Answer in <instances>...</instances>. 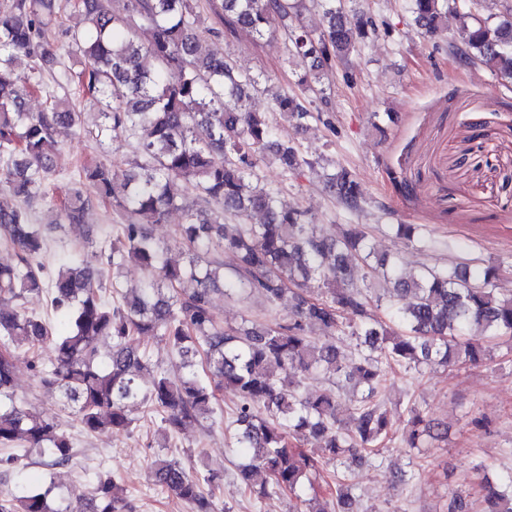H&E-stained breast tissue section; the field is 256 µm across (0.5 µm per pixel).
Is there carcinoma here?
Segmentation results:
<instances>
[{"label": "carcinoma", "instance_id": "carcinoma-1", "mask_svg": "<svg viewBox=\"0 0 512 512\" xmlns=\"http://www.w3.org/2000/svg\"><path fill=\"white\" fill-rule=\"evenodd\" d=\"M415 22L435 34L453 15L465 34L460 56L479 62L512 84V9L482 13L487 0H411ZM316 7L325 26L316 31L303 14ZM79 21L63 29L68 55L50 35L61 25L58 0H0V189L20 198L0 206V241L14 251V262L0 263V466L19 467L35 455L52 467L69 465L75 455L71 435L57 421L14 402L16 361L31 355L40 383L74 404L84 433L124 430L129 408L147 404L161 415L164 431L175 433L199 418L216 422L217 392L230 388L239 397L234 423L248 461L239 466L244 490L259 499L281 492L300 496L315 489L323 462L301 445L312 442L327 460L349 456L360 464L363 452L378 448L392 430L387 413L375 401L384 381L382 363L403 369L422 362L450 365L481 361L484 341L512 337V295L495 285L494 269L481 282L467 266L449 273L430 267L402 272L387 256H375L355 225L341 236H327L308 223L306 213L279 206L260 186L256 167L276 159L293 175L318 162L275 133L265 113L249 112L243 102L258 90V78L236 69L228 57L205 52L198 41L202 16L195 0H74ZM210 9L232 36L246 30L258 39L274 29L287 31L286 51L304 78L325 94L323 79L336 60L374 28L371 20L336 5V0H212ZM45 71L59 84H75L78 95L104 97L112 92L98 120L70 110L44 84ZM45 95L40 112L26 109L29 97ZM274 111L300 125L306 106L280 88L272 92ZM61 127L92 138L131 136L135 157L115 170L98 160L78 168L80 187L49 212L80 224L96 204L124 212L122 235L88 250L58 258L54 268L42 262L47 250L44 225L32 221L29 205L46 198V181L55 172ZM326 187L350 208L362 194L340 169L323 173ZM195 187L205 203L187 213L175 244L186 262L174 264L170 246L147 229L162 224L181 207V185ZM258 213L255 224H226L224 213ZM239 254L226 290H251L268 302L290 292L288 284H315L318 293H292L293 317L274 326H220L212 311L214 287L224 264L214 258L199 264L198 250ZM359 260L391 283L387 302L404 332L389 331L367 313V289L352 276ZM136 264L151 274L137 288L119 290L123 269ZM112 282L105 283V273ZM46 294L62 315L52 328L25 307L29 294ZM340 332L359 341L349 359L338 345L310 336L313 328ZM158 336L181 358L178 375L159 372L144 382L146 352L138 341ZM53 338L54 358L46 364L38 347ZM112 349L101 354L100 345ZM319 373L328 379H355L364 388L349 421L338 416L339 395L325 390L309 397L299 377ZM410 443L430 432L424 419L408 422ZM154 482L188 506L190 512H214L220 476L191 474L175 461L155 462ZM79 504L54 509L48 492L0 497V512H134L117 480L99 478ZM491 512H512V476L497 484L485 480ZM350 495L339 487L334 501L316 512H349Z\"/></svg>", "mask_w": 512, "mask_h": 512}]
</instances>
